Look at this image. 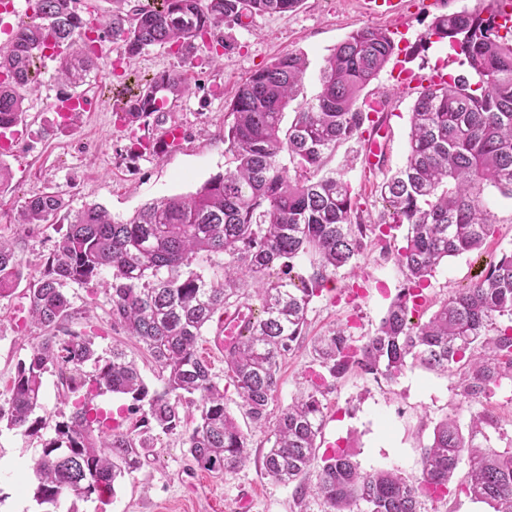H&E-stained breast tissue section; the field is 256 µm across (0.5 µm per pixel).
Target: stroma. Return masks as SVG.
<instances>
[{
  "label": "stroma",
  "instance_id": "1",
  "mask_svg": "<svg viewBox=\"0 0 512 512\" xmlns=\"http://www.w3.org/2000/svg\"><path fill=\"white\" fill-rule=\"evenodd\" d=\"M404 8L392 15H368L361 0H303L289 15L254 16L249 27L222 28L227 47L222 67L201 58L184 59L166 47L154 46L141 55L124 59L123 80L130 92L163 72H179L192 91L180 99L164 122L148 118L144 127L129 132L116 125L113 113V78L107 68L94 71L79 91L92 98L94 106L82 112L75 123L60 122L50 105L64 94L52 77L56 63L45 59L42 85L24 103L25 117L0 154L12 178L0 187V235L14 239L22 261L23 279L39 278L62 227L65 215L55 224H40L23 230L13 222L25 198L53 191L66 201L70 211L99 204L112 216L130 217L145 202L194 192L212 176L224 172L231 159L224 149L226 108L238 87L254 71L289 50L307 54L309 67L303 97L313 99L320 90V70L326 57L350 32L363 26L388 30L399 45V53L370 86L383 92L389 105L372 113L373 121L386 124L389 141L378 167L363 160L364 143L341 144L327 166L343 170L357 195L366 221L379 220L384 211L380 185L404 163L408 149L409 112L415 96L399 91L394 75L398 69H431L447 60L446 43H428L434 16L468 10L488 13L493 0H403ZM178 127L179 147L168 151L151 148L134 151L131 137H157L163 128ZM487 208L497 219V232L482 256L462 254L445 260L423 289L425 304L421 318H428L441 301L484 270L492 256L512 252V199L495 190L484 195ZM404 229L374 238L359 256L356 268L342 267L330 273L320 297L314 298L307 314L305 332L298 348L280 362V387L268 406L278 417L309 371L319 369L313 346L336 325L349 326L355 343L373 335L390 303L406 287L405 270L396 260ZM78 317L74 330L91 327L99 355L107 357L119 347L134 358L150 389H161L156 367L142 345L118 327L110 317L108 294L90 286L68 284L64 289ZM28 300L23 290L0 299V406L10 397L19 361L32 351L28 330L18 328L16 316L26 315ZM41 406L36 415L44 426L27 433L0 425V512H236L237 497L249 492L251 512H323L315 498L297 502L292 487L270 480L264 471L267 448L264 436L249 420L240 426L249 435V459L245 466L227 475L197 469L187 454L185 440L192 430L184 424L175 431L152 429L155 447L135 472L117 480L115 493L106 501L62 499L57 507L38 504L33 496L32 464L45 443L54 437L58 421L73 410L71 401L58 393L56 374L43 379ZM326 425L322 448L345 449L360 469H396L411 480L420 478L422 457L435 424L447 416L467 424L472 406L462 403L454 377L415 366L393 381L349 373L328 378L325 389ZM485 409L500 422L490 431L492 447H512V384L503 383Z\"/></svg>",
  "mask_w": 512,
  "mask_h": 512
}]
</instances>
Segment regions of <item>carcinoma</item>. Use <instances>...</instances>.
<instances>
[{"mask_svg":"<svg viewBox=\"0 0 512 512\" xmlns=\"http://www.w3.org/2000/svg\"><path fill=\"white\" fill-rule=\"evenodd\" d=\"M104 22L83 18L78 0H34L33 18L0 46V130L18 124L23 102L38 91V62L48 51L58 60L57 83L79 87L100 61L98 47L109 39L126 57L151 46L177 48L184 58H223L216 31L244 25L256 15L285 16L303 0H159L158 5L114 0ZM487 15L461 10L440 14L431 35L448 42L465 73L419 86L410 116L406 160L380 187L388 226H408L398 263L408 287L391 302L374 335L353 346L339 326L314 346L320 365L339 378L348 372L398 378L416 363L454 376L461 395L484 403L491 388L512 379V255L489 264L479 279L452 292L427 321L413 322L421 284L446 258L480 252L496 232L483 202L494 188L512 199V28L501 33L502 5ZM385 31L363 26L336 45L321 69V89L297 106L290 123L285 110L300 92L305 54L288 51L256 70L227 106L225 152L234 167L196 191L153 200L128 219L103 206L72 215L54 242L40 278L28 284L31 335L29 358L18 363L8 407L0 423L36 433L42 420L43 377L58 376L65 395L86 391L70 416L55 424V438L34 462L35 498L55 505L64 497L101 498L114 493L117 478L136 471L151 436L146 428L103 430L91 415L89 394L131 397L143 408L142 423L172 431L196 407L199 421L186 445L195 465L226 475L249 458L247 435L224 403V390L196 352L214 316L240 300H256L240 337L224 346V376L241 399L253 428L264 433L265 473L295 484V497L308 496L324 512H420L423 496H445L461 461L467 473L460 491L495 512H512V451L489 444L486 428H497L485 411L471 415L468 433L451 416L434 427L425 448L422 477L405 480L391 470L363 471L344 452L324 458L315 478L305 477L320 448L325 425L321 383L292 399L275 423L267 408L280 385L279 360L295 348L313 298L328 270L356 261L379 224H366L358 198L340 171L323 172L336 146L361 137L370 113L359 105L363 91L396 52ZM178 72L162 73L135 96L126 124L168 112L188 95ZM67 207L55 193L24 200L17 223L51 224ZM215 254L224 263V282L202 272ZM313 258V272H294L295 262ZM112 274L107 279L104 274ZM22 280L14 243L0 237V298ZM95 284L112 293V325L146 346L162 390H150L136 362L121 348L108 358L96 354L92 336L69 328L75 317L63 291L68 283ZM92 364L93 374L83 367Z\"/></svg>","mask_w":512,"mask_h":512,"instance_id":"cac0c4a2","label":"carcinoma"}]
</instances>
